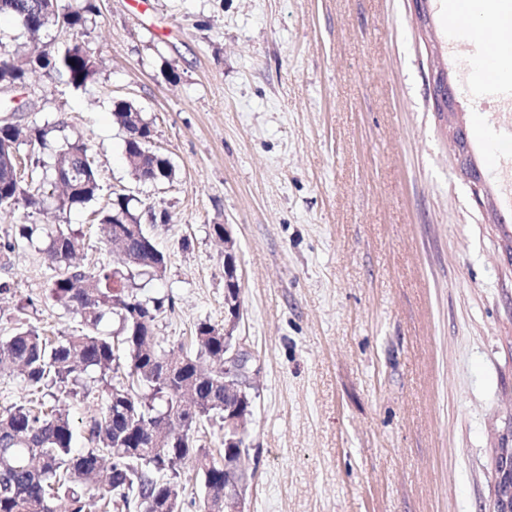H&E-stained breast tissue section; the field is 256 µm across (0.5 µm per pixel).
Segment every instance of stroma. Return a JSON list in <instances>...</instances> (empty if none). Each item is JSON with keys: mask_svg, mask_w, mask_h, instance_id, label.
Listing matches in <instances>:
<instances>
[{"mask_svg": "<svg viewBox=\"0 0 512 512\" xmlns=\"http://www.w3.org/2000/svg\"><path fill=\"white\" fill-rule=\"evenodd\" d=\"M82 40L99 74L73 90L30 74L17 123L63 120L88 139L101 189L67 214L0 207V243L22 224H66L87 268L111 262L93 213L122 188L165 212L154 234L175 345L224 322V245L235 244L250 357L245 512H494L495 458L512 433V241L494 181L475 197L456 155L486 165L500 90L437 48L440 17L411 0H94ZM444 71L452 113L431 99ZM150 119L172 182H136L113 104ZM52 271L23 245L0 266V336L18 318L79 331L49 298Z\"/></svg>", "mask_w": 512, "mask_h": 512, "instance_id": "35a3bbf8", "label": "stroma"}]
</instances>
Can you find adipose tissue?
Instances as JSON below:
<instances>
[{"mask_svg": "<svg viewBox=\"0 0 512 512\" xmlns=\"http://www.w3.org/2000/svg\"><path fill=\"white\" fill-rule=\"evenodd\" d=\"M448 15L465 18L470 28L486 30L488 40L500 47L492 65L477 62L479 87L511 84L512 0H448Z\"/></svg>", "mask_w": 512, "mask_h": 512, "instance_id": "ef3b65f1", "label": "adipose tissue"}]
</instances>
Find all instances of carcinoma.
Masks as SVG:
<instances>
[{
    "label": "carcinoma",
    "instance_id": "carcinoma-1",
    "mask_svg": "<svg viewBox=\"0 0 512 512\" xmlns=\"http://www.w3.org/2000/svg\"><path fill=\"white\" fill-rule=\"evenodd\" d=\"M97 13L93 0H73L56 12L49 0H0V15L17 18L30 35L56 26L75 35ZM53 72L78 90L98 75V62L85 43L73 38L62 46L37 53L0 56V86L13 90L28 73ZM134 108L115 104L113 116L124 132L125 156L135 180L149 184L172 179L168 157L146 152L152 122L123 116ZM29 142L51 150L50 160L23 167L18 129L0 125V206L19 201L36 211L45 203L47 183H62L54 201L64 214L81 208L100 191L92 148L65 133L60 122H33ZM142 214L133 199L119 194L101 212L108 242H120L117 262L89 272L75 262L84 243L64 224H23L19 238L1 245L3 256L19 240L42 244L53 270L48 296L80 317L78 334L45 335L38 327L19 323L0 337V370L17 369L28 396L0 414V512H57L63 498L67 512H89L95 495L103 508L117 512H183L180 467L193 464L203 482L202 512H224V461L236 465L232 485L244 480L241 466L248 451L252 417L249 394L224 386V341H233L241 318L240 295L224 305V326L197 324L194 349L165 348L155 326L165 299L144 298L136 277L165 276L164 254L145 235ZM107 317L118 321L119 334L100 330ZM101 398L102 407L83 427L87 447L73 444L75 425L63 399ZM234 421L224 429L220 458L194 434L211 423Z\"/></svg>",
    "mask_w": 512,
    "mask_h": 512
}]
</instances>
